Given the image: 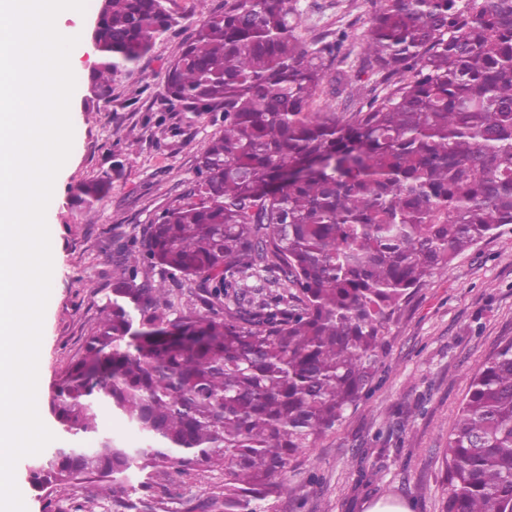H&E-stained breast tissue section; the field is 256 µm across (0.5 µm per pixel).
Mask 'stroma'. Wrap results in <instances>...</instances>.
I'll use <instances>...</instances> for the list:
<instances>
[{"mask_svg":"<svg viewBox=\"0 0 512 512\" xmlns=\"http://www.w3.org/2000/svg\"><path fill=\"white\" fill-rule=\"evenodd\" d=\"M303 25L319 34L346 27L349 39L337 59L357 69L355 53L368 29L370 0H298ZM180 23L113 87L107 102L91 100L86 76L96 62L83 34L93 9L59 15L57 27L79 32L70 55L76 86L70 102L71 153L58 172L46 211L53 271L38 363L37 408L64 444L49 412L48 396L58 374L83 353L98 327L100 307L112 287L113 237L141 233L196 178L199 156L224 127L222 113L195 112L168 101L162 78L179 47L190 41L224 0H172ZM109 175L112 189L85 211L71 193L82 182ZM512 337V224L456 258L434 275L390 322L382 365L368 392L315 447L288 464L289 491L276 512H365L377 500L405 503L411 512H442L443 451L451 422L470 380L503 339ZM31 457L19 460L16 484L27 512H112V485L85 482L44 493L29 477ZM218 472L161 471L174 512L177 493L207 497Z\"/></svg>","mask_w":512,"mask_h":512,"instance_id":"1","label":"stroma"}]
</instances>
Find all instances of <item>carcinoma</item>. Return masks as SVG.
<instances>
[{
    "label": "carcinoma",
    "mask_w": 512,
    "mask_h": 512,
    "mask_svg": "<svg viewBox=\"0 0 512 512\" xmlns=\"http://www.w3.org/2000/svg\"><path fill=\"white\" fill-rule=\"evenodd\" d=\"M170 2L98 0L92 99L179 24ZM371 2L360 68L378 88L343 112L347 33L303 35L297 0H224L170 62L166 97L224 112V130L118 245L98 328L52 386L69 442L32 466L36 487L110 478L114 512H139L128 473L220 460L219 491L177 512H275L289 459L372 384L401 304L512 224V0ZM177 274L202 308L171 299ZM102 408L145 446L100 431ZM445 464L443 512H512V338L474 373Z\"/></svg>",
    "instance_id": "1"
}]
</instances>
